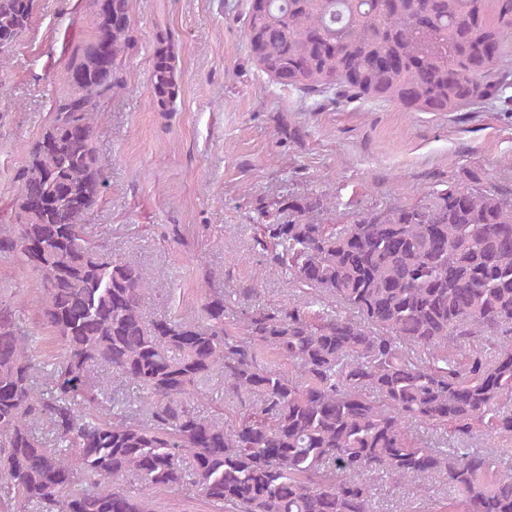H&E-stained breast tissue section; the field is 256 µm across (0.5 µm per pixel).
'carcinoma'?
<instances>
[{"mask_svg": "<svg viewBox=\"0 0 512 512\" xmlns=\"http://www.w3.org/2000/svg\"><path fill=\"white\" fill-rule=\"evenodd\" d=\"M90 2L95 36L70 57L0 224V258L39 279L34 320L62 347L44 370L0 289L7 512H150L153 492L175 488L220 512H373L376 483L425 493L437 479L441 512H512V465L466 446L512 437V189L472 171L346 224L328 193L262 198L260 267L236 306L204 289L195 316L148 320L150 271L86 233L108 183L99 103L121 88L133 11ZM36 5L0 0V54ZM244 24L273 82L333 101L456 112L500 91L512 62V0H247ZM157 43L164 112L175 43ZM273 267L300 299L261 301ZM99 368L119 385L93 381ZM216 375L241 404L229 419L195 406Z\"/></svg>", "mask_w": 512, "mask_h": 512, "instance_id": "carcinoma-1", "label": "carcinoma"}]
</instances>
